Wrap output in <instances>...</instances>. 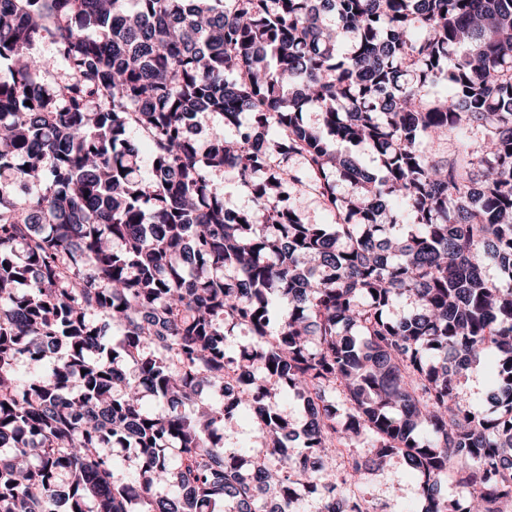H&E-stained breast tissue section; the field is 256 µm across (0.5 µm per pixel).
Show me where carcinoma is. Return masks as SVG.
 <instances>
[{
    "instance_id": "cac0c4a2",
    "label": "carcinoma",
    "mask_w": 512,
    "mask_h": 512,
    "mask_svg": "<svg viewBox=\"0 0 512 512\" xmlns=\"http://www.w3.org/2000/svg\"><path fill=\"white\" fill-rule=\"evenodd\" d=\"M0 130V512H378L359 487L389 458L422 512H512V0H0ZM289 391L322 403L299 430ZM243 410L262 453L218 446ZM217 186L224 191L227 206L237 211H249L254 207L252 194L241 185L237 170L226 168L214 177ZM292 203L310 224H333V217L324 209L321 200L306 188H300ZM493 377L492 370L486 367L485 362L479 367L467 371L466 390L478 400L485 398L487 389Z\"/></svg>"
}]
</instances>
